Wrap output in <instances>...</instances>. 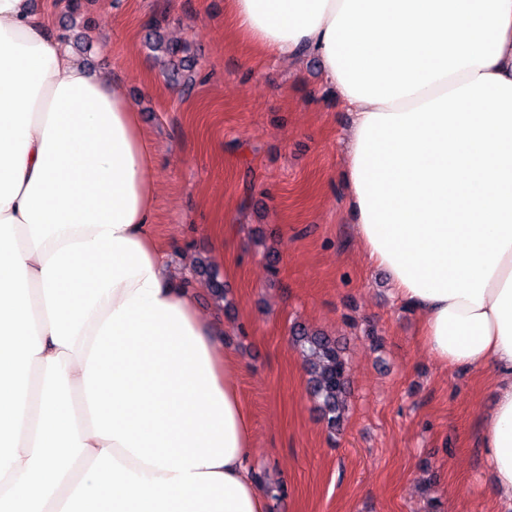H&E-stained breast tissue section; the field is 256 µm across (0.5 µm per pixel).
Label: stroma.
Returning a JSON list of instances; mask_svg holds the SVG:
<instances>
[{
	"mask_svg": "<svg viewBox=\"0 0 512 512\" xmlns=\"http://www.w3.org/2000/svg\"><path fill=\"white\" fill-rule=\"evenodd\" d=\"M49 2L33 0L55 30L70 23L93 42L88 54L71 44L73 54L139 105L158 158L154 231L242 364L254 469L285 490L268 497V512H430L434 501L442 512H494L481 437L493 379L438 364L419 340L418 316L366 263L338 178L346 109L318 59L254 55L224 0H82L74 22L69 0ZM153 19L190 47L180 83L154 60ZM203 261L223 299L199 273ZM296 322L344 348L351 395L336 436L307 392L289 335Z\"/></svg>",
	"mask_w": 512,
	"mask_h": 512,
	"instance_id": "obj_1",
	"label": "stroma"
}]
</instances>
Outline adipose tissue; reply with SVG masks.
<instances>
[{"label": "adipose tissue", "instance_id": "obj_1", "mask_svg": "<svg viewBox=\"0 0 512 512\" xmlns=\"http://www.w3.org/2000/svg\"><path fill=\"white\" fill-rule=\"evenodd\" d=\"M348 110L369 265L441 365L490 372L512 499V0H224ZM135 104L32 0H0V512H265L238 360L153 232Z\"/></svg>", "mask_w": 512, "mask_h": 512}]
</instances>
